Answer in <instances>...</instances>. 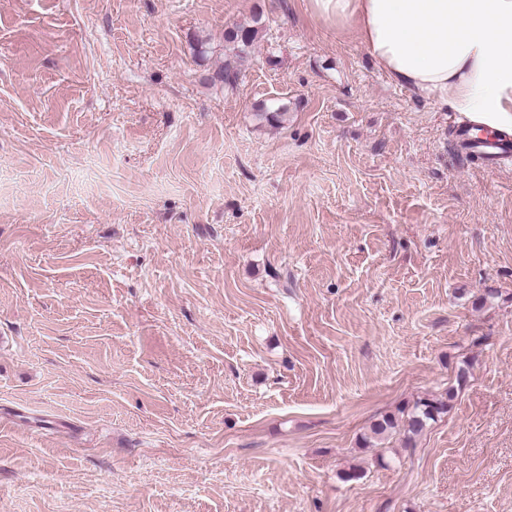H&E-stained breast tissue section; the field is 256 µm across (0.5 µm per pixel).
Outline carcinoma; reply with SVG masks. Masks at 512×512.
I'll return each mask as SVG.
<instances>
[{
	"label": "carcinoma",
	"mask_w": 512,
	"mask_h": 512,
	"mask_svg": "<svg viewBox=\"0 0 512 512\" xmlns=\"http://www.w3.org/2000/svg\"><path fill=\"white\" fill-rule=\"evenodd\" d=\"M257 24L258 20L254 19L250 25H236L225 32V38L229 42L240 43L246 47L253 43L259 32ZM286 115L287 109L282 105L265 106L257 113L259 120L274 125L284 123ZM451 397V393L446 398L423 397L409 409L404 408L396 414L383 415L370 426V434L363 438V447L368 448L374 445V441L396 432L403 435L405 443H413L432 422L448 412Z\"/></svg>",
	"instance_id": "cac0c4a2"
}]
</instances>
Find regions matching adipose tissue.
<instances>
[{"mask_svg": "<svg viewBox=\"0 0 512 512\" xmlns=\"http://www.w3.org/2000/svg\"><path fill=\"white\" fill-rule=\"evenodd\" d=\"M396 84L512 135V0H311Z\"/></svg>", "mask_w": 512, "mask_h": 512, "instance_id": "ef3b65f1", "label": "adipose tissue"}]
</instances>
